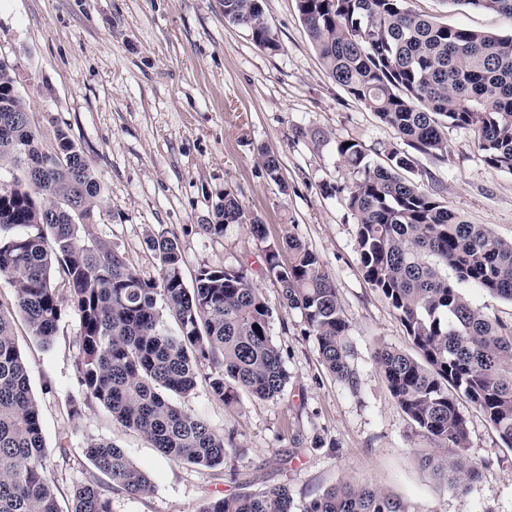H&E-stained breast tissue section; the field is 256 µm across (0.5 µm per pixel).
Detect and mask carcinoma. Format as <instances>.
<instances>
[{"label":"carcinoma","instance_id":"carcinoma-1","mask_svg":"<svg viewBox=\"0 0 512 512\" xmlns=\"http://www.w3.org/2000/svg\"><path fill=\"white\" fill-rule=\"evenodd\" d=\"M512 16V0H449ZM309 39L329 76L400 138L424 154L448 152L447 126L472 130L488 165L512 173V34L450 26L418 14L407 0H298ZM224 21L250 31L270 51L280 49L263 0H224ZM15 70L0 66V276L14 289L15 310L0 308V512H60L45 477L40 408L29 367L15 341L21 316L31 334L52 342L66 310L79 319L80 399L70 413L96 402L128 429L144 434L166 458L206 468L224 466L232 441L173 397L197 386L202 368L211 395L223 402L240 389L264 400L282 394L288 372L269 335L271 309L249 270L198 269L182 277L176 239H149L159 277L145 280L97 233L101 186L91 162L59 129L57 146L42 149ZM28 152L32 166L18 160ZM337 155L360 168L348 190L357 252L368 284L399 317L417 356L391 346L375 362L392 396L434 448L422 464L456 493L476 479L465 453L466 399L512 448V326L473 306L472 286L512 302V242L486 224H469L417 182L399 174L412 160L396 150L390 164L365 161L363 146L336 144ZM264 225L246 216L233 190L215 210L207 234L230 224ZM287 251L290 261L279 257ZM266 271L281 287L282 306L301 313L325 367L350 389L349 325L333 280L318 257L293 236L268 249ZM175 319L171 330L164 315ZM85 455L114 486L149 496L154 483L126 451L90 442ZM288 487L212 498L200 512H296ZM71 512H112L95 481L73 488ZM301 512H411L399 498L344 480L302 505Z\"/></svg>","mask_w":512,"mask_h":512}]
</instances>
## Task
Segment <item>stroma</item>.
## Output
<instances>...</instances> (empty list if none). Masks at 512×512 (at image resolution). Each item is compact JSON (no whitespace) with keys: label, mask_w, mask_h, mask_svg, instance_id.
I'll return each mask as SVG.
<instances>
[{"label":"stroma","mask_w":512,"mask_h":512,"mask_svg":"<svg viewBox=\"0 0 512 512\" xmlns=\"http://www.w3.org/2000/svg\"><path fill=\"white\" fill-rule=\"evenodd\" d=\"M298 0H264L281 48L257 45L224 20V0H0V56L15 66L17 88L45 146L64 130L95 168L104 199L97 231L144 279L159 265L152 237L176 238L185 283L200 266H248L272 311L270 336L288 372L273 400L239 392L233 403L198 382L178 405L216 431L232 434L221 469L174 462L100 404L71 416L79 321L67 313L50 346L16 318L15 339L30 367L42 414L46 473L59 499L86 480L107 489L112 512H199L215 495L285 485L296 504L349 479L407 502L413 512H512V448L483 413L469 422L468 454L479 476L467 493L447 490L419 460L428 442L393 398L374 361L378 344L412 351L406 331L365 281L356 224L342 191L361 170L341 162L336 144L355 140L368 162L384 165L406 145L392 127L328 75L306 32ZM414 11L449 25L495 34L512 18L445 0H408ZM448 152L409 151L411 176L469 223L489 225L512 242V174L486 164L469 130H445ZM277 155L280 181L261 151ZM407 150V149H406ZM261 219L264 236L229 225L214 237L202 227L226 190ZM300 239L333 279L350 325L357 390L323 366L299 311L281 305L264 256L283 234ZM124 448L155 484L134 497L112 488L85 457L89 441Z\"/></svg>","instance_id":"stroma-1"}]
</instances>
